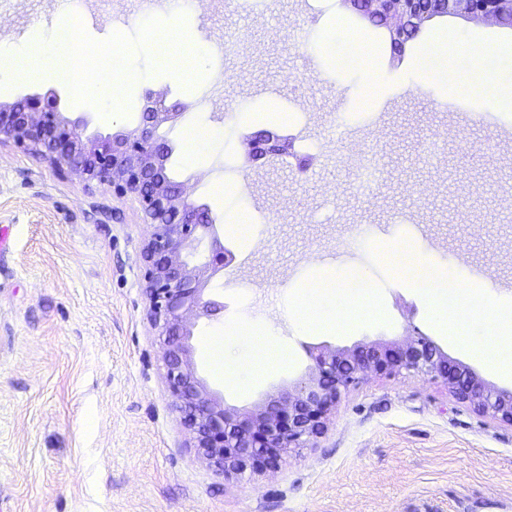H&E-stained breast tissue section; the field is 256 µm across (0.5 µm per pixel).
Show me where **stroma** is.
<instances>
[{"mask_svg":"<svg viewBox=\"0 0 512 512\" xmlns=\"http://www.w3.org/2000/svg\"><path fill=\"white\" fill-rule=\"evenodd\" d=\"M336 13L348 26L326 30ZM74 15L139 81L114 104L84 98L66 80H31L60 16L52 0H12L0 10V44L28 50L0 82V100L52 90L68 118L105 134L136 127L145 90L184 104L160 131L174 147L172 177L217 225L246 213L254 223L249 242L224 237L234 261L210 282L224 297L223 321L195 331V359L228 404L248 407L292 386L311 364L309 347L393 342L415 330L488 386L512 389V375L450 344L425 298L382 259L407 239L432 264L447 263L449 280L482 270L512 302V108L495 93L512 85V54L488 49L512 44V28L441 17L397 49L346 0H224L220 9L189 0L177 14L142 13L138 0H84ZM165 26L180 32L199 69L178 76L160 63L147 35ZM233 32L245 33V49L215 59ZM442 32L464 47L444 67L423 51ZM357 34L381 53L383 92L366 107V75L350 62ZM285 115L298 123L286 132L290 156L248 162L247 139L282 131ZM340 124L354 137L338 139ZM200 125L217 135L194 163L187 133ZM368 146L378 171L350 164ZM2 227L0 512H512V426L419 376H368L312 447L277 471L224 479L198 459L173 409L147 318L140 250L150 228L137 203L5 147ZM336 268L372 285L384 317L340 331L302 328L289 316L299 285ZM255 321L288 353L285 367L261 379Z\"/></svg>","mask_w":512,"mask_h":512,"instance_id":"obj_1","label":"stroma"}]
</instances>
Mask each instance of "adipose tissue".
I'll return each instance as SVG.
<instances>
[{
  "label": "adipose tissue",
  "mask_w": 512,
  "mask_h": 512,
  "mask_svg": "<svg viewBox=\"0 0 512 512\" xmlns=\"http://www.w3.org/2000/svg\"><path fill=\"white\" fill-rule=\"evenodd\" d=\"M45 48L54 75L77 80L81 93L87 97H109L111 89L104 80L105 68L89 64V48L79 24L72 20L60 24L51 33ZM386 263L410 288L426 298L432 321L447 334L450 343L465 352L480 355L485 364L502 374L512 373L511 306L493 302L497 318L492 331L483 342H474L468 334V326L479 308L468 301L472 293L469 280L458 278L457 294L449 295L446 279L403 240L389 248ZM307 288L309 295L325 300L326 306L318 311L304 304L293 306L289 314L301 326L338 330L346 328L348 321L361 314L371 318L384 315L383 307L371 297L369 285L359 274L340 269L332 275L311 280Z\"/></svg>",
  "instance_id": "1"
}]
</instances>
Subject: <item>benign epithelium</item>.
<instances>
[{
	"mask_svg": "<svg viewBox=\"0 0 512 512\" xmlns=\"http://www.w3.org/2000/svg\"><path fill=\"white\" fill-rule=\"evenodd\" d=\"M385 25L400 45L437 16L464 12L512 27V0H350ZM146 106L130 132L83 136L79 122L59 111L57 97L28 96L0 101V146L32 151L57 175L87 185H105L131 198L152 228L142 248L149 319L160 341L161 358L174 406L200 459L224 478L275 469L282 454L305 448L324 429L327 412L370 373L418 375L442 381L459 402L512 425V390L490 388L472 370L448 358L429 337L371 342L353 349L321 345L310 350L313 365L295 383L250 409L229 406L211 388L194 361L195 327L224 319V300L207 294L211 279L234 260L205 204L191 198L168 166L173 148L159 129L174 123L184 105L147 92ZM288 142L264 132L246 143V156L286 157Z\"/></svg>",
	"mask_w": 512,
	"mask_h": 512,
	"instance_id": "1",
	"label": "benign epithelium"
}]
</instances>
